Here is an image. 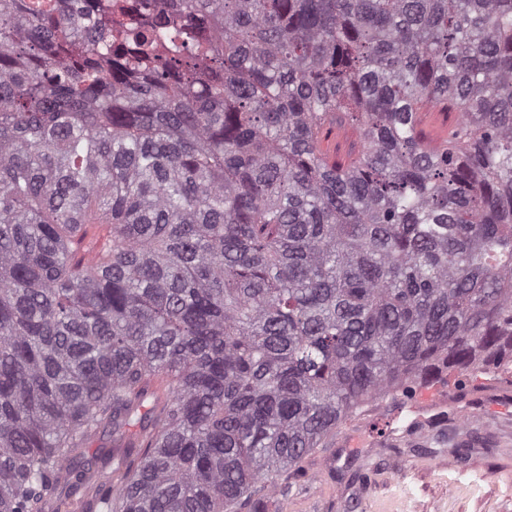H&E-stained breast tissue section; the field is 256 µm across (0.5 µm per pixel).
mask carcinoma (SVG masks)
<instances>
[{
	"label": "carcinoma",
	"instance_id": "cac0c4a2",
	"mask_svg": "<svg viewBox=\"0 0 512 512\" xmlns=\"http://www.w3.org/2000/svg\"><path fill=\"white\" fill-rule=\"evenodd\" d=\"M127 9L0 0V512H277L376 402L512 373V0Z\"/></svg>",
	"mask_w": 512,
	"mask_h": 512
}]
</instances>
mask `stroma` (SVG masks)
<instances>
[{
    "label": "stroma",
    "mask_w": 512,
    "mask_h": 512,
    "mask_svg": "<svg viewBox=\"0 0 512 512\" xmlns=\"http://www.w3.org/2000/svg\"><path fill=\"white\" fill-rule=\"evenodd\" d=\"M502 395L465 390L419 425L378 403L289 475L278 512H512V387Z\"/></svg>",
    "instance_id": "obj_1"
}]
</instances>
